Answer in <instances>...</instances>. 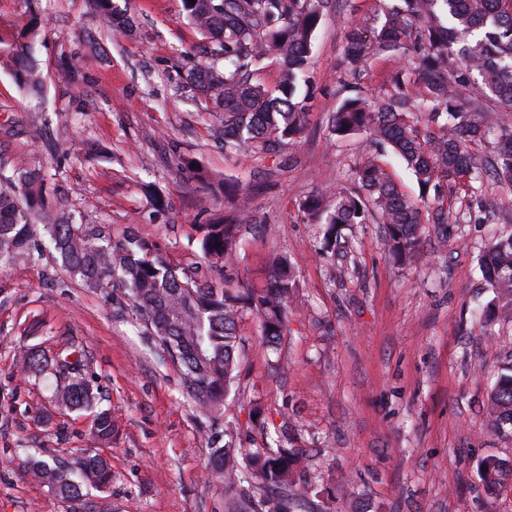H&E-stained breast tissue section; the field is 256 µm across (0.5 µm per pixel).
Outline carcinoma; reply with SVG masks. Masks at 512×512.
<instances>
[{
    "label": "carcinoma",
    "instance_id": "carcinoma-1",
    "mask_svg": "<svg viewBox=\"0 0 512 512\" xmlns=\"http://www.w3.org/2000/svg\"><path fill=\"white\" fill-rule=\"evenodd\" d=\"M189 21L208 39L216 66H191L186 81L205 109L224 152L268 154L293 143L303 133L310 110L313 76L310 58L314 33L325 0H182ZM42 19L26 20L0 35V59L16 83L38 93L44 76L35 55ZM391 58L409 67L388 79L385 97L353 91L328 122L326 141L333 144L356 135L368 137L374 151L353 169V186L322 189L300 197L298 209L311 224L322 226L320 255L339 254L343 231L359 224L385 225V244L400 262L423 254L426 224L448 223V184L476 189L491 177L512 187V0H386L380 18H356L345 34L343 63L351 73L372 60ZM464 68H454L455 60ZM278 67L276 85L253 79L259 66ZM492 144L494 159L477 163L475 147ZM398 156L414 175L419 194L402 192L381 164L382 153ZM34 169L17 168L9 185L0 186V265L29 249V227L44 223L53 250L64 267L90 288L116 284L128 292L135 315L160 349L178 365L183 386L199 406L218 410L237 376L243 314L254 315L265 343L280 345L288 327V302L299 288L288 255L274 257L269 287L260 294L230 291L203 271L174 267L154 242L130 236L112 244L71 219L66 196L45 208ZM229 213L200 225L204 262L238 259L240 223L248 199L236 180H224ZM480 270L493 297L476 311L479 326L492 332L486 312L512 316V233L495 235L485 244ZM82 354L72 350L48 359L32 351L25 369L48 373L65 409L96 405L84 384L64 376L80 367ZM488 413L512 426V367L497 376ZM112 412L99 408L92 435L112 440ZM306 460L303 448H264L242 452L229 440L212 451L209 476L228 488L246 482L266 493H246L233 512H290L299 501L295 475ZM484 490L492 494L512 481V466L495 457L484 459ZM29 474L48 487L66 512H106L93 499L112 484V470L99 454L84 453L74 462L30 458Z\"/></svg>",
    "mask_w": 512,
    "mask_h": 512
}]
</instances>
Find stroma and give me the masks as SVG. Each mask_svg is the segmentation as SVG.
<instances>
[{
	"instance_id": "35a3bbf8",
	"label": "stroma",
	"mask_w": 512,
	"mask_h": 512,
	"mask_svg": "<svg viewBox=\"0 0 512 512\" xmlns=\"http://www.w3.org/2000/svg\"><path fill=\"white\" fill-rule=\"evenodd\" d=\"M115 5L132 33L107 26L90 0H0V27L32 12L43 19L36 55L46 77L38 100L0 68V175L41 171L46 194L68 193L76 223L114 243L130 233L154 241L178 268L202 260L201 198L223 209L225 178L247 180L240 259L214 280L261 290L271 257L284 253L301 287L278 350L244 315L237 395L207 411L138 326L125 288L84 287L35 225L31 253L0 269V512H63L29 475L27 456L72 461L91 446L93 411L57 410L54 379L22 369L31 350L79 351L81 378L111 410L118 433L99 451L112 467V512H227L239 492L212 483L208 463L230 422L241 447L305 449L298 487L307 512H322L332 495L358 512H512V490L490 494L480 481L483 459L512 464V427L497 428L486 411L495 374L512 363V321L485 336L471 317L491 297L478 251L491 234L512 232V190L484 184L501 200L492 214L477 195L449 190L467 221L426 225L422 258L404 264L389 257L378 224L356 229L346 257L324 261L319 225L298 210L306 193L348 185L371 148L363 136L330 146L325 134L345 85L378 94L396 67L376 59L355 76L342 65L349 21L380 13L384 0H330L315 34L309 124L289 149L262 157L225 156L183 88L177 66L205 40L181 0ZM73 49L80 73L59 85ZM181 156L204 181L180 174Z\"/></svg>"
}]
</instances>
